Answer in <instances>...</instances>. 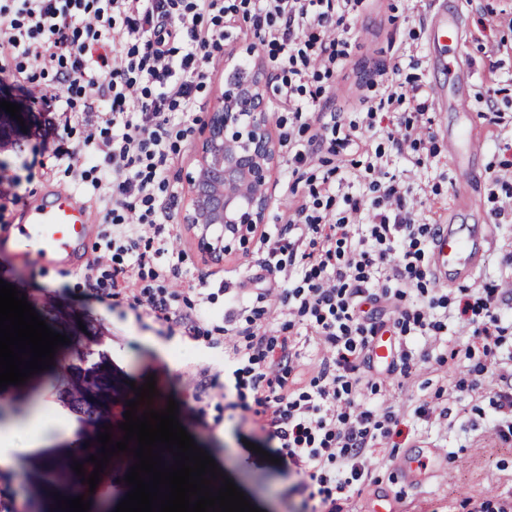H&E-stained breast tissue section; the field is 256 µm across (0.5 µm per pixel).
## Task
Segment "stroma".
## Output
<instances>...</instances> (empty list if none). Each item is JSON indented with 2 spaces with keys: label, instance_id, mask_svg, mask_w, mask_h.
I'll list each match as a JSON object with an SVG mask.
<instances>
[{
  "label": "stroma",
  "instance_id": "35a3bbf8",
  "mask_svg": "<svg viewBox=\"0 0 512 512\" xmlns=\"http://www.w3.org/2000/svg\"><path fill=\"white\" fill-rule=\"evenodd\" d=\"M511 1L367 0L360 13L345 22L350 56L345 68L325 83L332 97L316 103L317 108L329 106L355 116L363 109V100L369 94L367 83L374 71L396 64L401 67L397 81L409 76L425 85L432 102L435 154L420 172V195L439 202L444 219L453 223L492 226L494 248L481 270L466 280L469 288L497 277V260L506 240L512 237V226L492 224L493 204L489 198L492 176L501 171L503 164H512V135L499 133L483 116L485 101L490 97L499 111L512 116V91L492 93L487 79L492 69L502 80L512 79V30L492 23ZM442 11L460 16L462 22L456 50L461 70L456 74L438 64L430 42L431 24ZM492 44L503 45V52L490 53L488 47ZM258 45V37L251 32L226 41L225 57L216 62L212 82L200 97L196 112L199 121H206L224 91L229 73L227 57ZM458 95L467 100V110L453 107ZM2 100L20 107L16 118L0 109V205L6 207V222L17 224L30 201L47 189L69 188L70 181L51 157L46 158L44 167L35 168L32 180L20 181L22 159L51 133L50 116L36 103L32 87L0 74ZM472 124L484 129L485 148L474 157V180L464 188L448 156V133ZM179 247L184 262L174 287L190 284L210 288L216 293L215 306L219 309L228 302L229 291L248 281L267 257L266 245L257 239L247 256L231 255L220 265L201 258L188 232H181ZM0 267L6 270L0 279L25 293L48 327L68 339L67 344L58 347L49 369L33 374L24 384L0 389L1 415H22L41 403L54 408L59 403L57 388L80 385L82 378L74 366L81 359L101 366L106 352L120 354L128 362V377L135 386L154 377L159 404L175 400L181 426L196 446L215 460L225 477L243 491L251 505L260 512H298L301 498L293 488L302 476L286 469L283 463L265 460V453L274 452L276 444L268 439L257 417L228 410L218 423L215 410H208L202 419L195 413L198 378L191 368L221 360L220 351L181 333H169L165 325L150 317L136 319L127 303L111 309L101 302L85 301L80 293L85 285L80 271L65 276L52 267L35 266L2 252ZM464 352V339L449 333L447 342L434 351L435 356L448 358V366L434 364L413 371L407 378L393 374L384 380L380 392L367 390L363 396L376 403L384 400L398 408H413L433 400L438 390L453 386L457 380L478 382L474 366L483 355L478 352L469 359ZM456 406L457 414L441 426L405 417L401 436L384 440L376 449L370 481L356 482L339 491L347 512H364L365 500L375 490L390 493L398 512H471L474 505L485 501L497 507L512 503V445L496 441L486 431L495 409L488 398L467 391L461 393ZM433 446L445 454L441 474L421 484H405L398 468L403 454Z\"/></svg>",
  "mask_w": 512,
  "mask_h": 512
}]
</instances>
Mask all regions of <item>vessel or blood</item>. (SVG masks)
I'll return each mask as SVG.
<instances>
[{"label": "vessel or blood", "instance_id": "1", "mask_svg": "<svg viewBox=\"0 0 512 512\" xmlns=\"http://www.w3.org/2000/svg\"><path fill=\"white\" fill-rule=\"evenodd\" d=\"M430 39L436 52L445 53L459 39L456 20L436 19ZM93 224L89 207L75 196L47 192L26 207L23 225L17 232L0 233V250L56 266L68 265L77 259L79 246ZM491 245L490 237L466 238L459 226L446 224L432 250L437 277L446 284L473 277Z\"/></svg>", "mask_w": 512, "mask_h": 512}]
</instances>
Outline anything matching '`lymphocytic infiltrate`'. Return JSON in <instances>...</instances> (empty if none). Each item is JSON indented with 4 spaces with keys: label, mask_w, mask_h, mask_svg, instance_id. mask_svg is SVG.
<instances>
[{
    "label": "lymphocytic infiltrate",
    "mask_w": 512,
    "mask_h": 512,
    "mask_svg": "<svg viewBox=\"0 0 512 512\" xmlns=\"http://www.w3.org/2000/svg\"><path fill=\"white\" fill-rule=\"evenodd\" d=\"M364 2L0 0V73L38 88L43 109L63 119L25 167L52 152L96 207L99 243L83 270L92 299L127 298L131 309L221 350L224 371L207 374L196 402L244 413L260 406L284 464L306 475L301 491L316 490L326 512H343L334 489L369 478L374 447L398 422L392 408L360 399L363 389H381L362 355L382 329L397 337L406 377L416 365L411 344L439 346L449 319L480 338L486 360L476 370L498 413L492 432L512 443V318L502 316L512 304V250L497 281L450 296L432 272L440 226L418 221L408 202L417 176L392 172L388 160L424 146L427 92L381 77L364 116L310 111L344 66V24ZM245 23L261 33L268 63L281 73L279 100L299 130L287 140L289 176L324 151L362 159L344 177L329 171L309 183L277 234L262 233L268 257L253 279L264 290L244 317L213 311L205 289L188 296L169 288L182 253L162 227L176 206L169 176L177 143L192 130L227 28ZM387 107L398 116L388 149H376V114ZM300 331L324 345L306 382L294 374Z\"/></svg>",
    "instance_id": "f902f5d3"
}]
</instances>
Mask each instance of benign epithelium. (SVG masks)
I'll return each mask as SVG.
<instances>
[{
    "mask_svg": "<svg viewBox=\"0 0 512 512\" xmlns=\"http://www.w3.org/2000/svg\"><path fill=\"white\" fill-rule=\"evenodd\" d=\"M266 89L263 73L233 68L203 128L195 167L186 175L190 193L182 224L210 263L221 264L234 252L247 254L255 228L265 223L278 153Z\"/></svg>",
    "mask_w": 512,
    "mask_h": 512,
    "instance_id": "1",
    "label": "benign epithelium"
}]
</instances>
